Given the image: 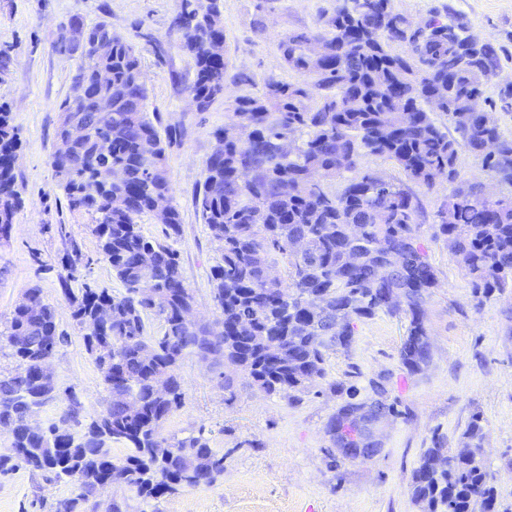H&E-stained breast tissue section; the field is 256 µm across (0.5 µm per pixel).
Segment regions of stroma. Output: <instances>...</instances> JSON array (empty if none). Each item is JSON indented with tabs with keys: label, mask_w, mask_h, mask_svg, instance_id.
<instances>
[{
	"label": "stroma",
	"mask_w": 512,
	"mask_h": 512,
	"mask_svg": "<svg viewBox=\"0 0 512 512\" xmlns=\"http://www.w3.org/2000/svg\"><path fill=\"white\" fill-rule=\"evenodd\" d=\"M179 0H0V105L18 129L15 173L23 206L9 241L0 244V317L9 315L25 289L40 288L56 305L66 342L53 358L58 397L34 419L58 420L68 393L82 405L83 421L105 407L101 373L86 352L83 332L61 292L63 244L58 225L71 231L92 263L77 278L121 292L99 261L87 215L70 211L50 163L60 122L80 62L70 44L76 24L104 23L131 43L149 91L147 110L160 132L177 140L166 151V168L179 210L182 236L176 247L184 279L192 289L197 318L218 312L209 273L219 253L194 203L213 148V131L228 122L233 100L262 94L268 79L303 83L279 48L291 32L318 30L321 14L336 0H223L224 57L230 73L224 93L204 111L192 103L194 75L182 31L171 20ZM394 11L419 23L433 14L461 13L471 34L498 56L493 114L512 138V104L498 100L500 84L512 82V0H391ZM243 72L251 82H233ZM423 209L419 239L436 270L439 286L426 304L430 357L410 370L400 356L409 327L404 313H381L357 321L349 350L330 354L326 375L298 399L267 395L237 376L233 392L198 358L183 362L184 404L164 421L165 437L203 430L211 447L224 452V476L212 486L186 489L153 501L157 512H423L412 498V477L422 454L435 442L458 451L471 447L466 430L480 416L482 446L498 492L499 512H512V288L481 301L446 237L436 234L433 215L451 191L447 180L416 186ZM383 387L397 412L378 422L373 435L381 452L368 461L330 460L325 432L329 417L350 396L375 399ZM77 489L43 471L19 466L0 474V512H56Z\"/></svg>",
	"instance_id": "obj_1"
}]
</instances>
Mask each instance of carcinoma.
I'll use <instances>...</instances> for the list:
<instances>
[{
	"label": "carcinoma",
	"mask_w": 512,
	"mask_h": 512,
	"mask_svg": "<svg viewBox=\"0 0 512 512\" xmlns=\"http://www.w3.org/2000/svg\"><path fill=\"white\" fill-rule=\"evenodd\" d=\"M349 10L320 15L321 30L290 33L280 40L288 68L307 83L270 79L260 96L242 95L232 120L214 131L196 206L220 259L211 269L213 323H190L185 314L195 296L183 277L173 242L181 236L180 213H159L155 200L172 197L163 140L147 115L148 89L134 47L103 23L90 37L103 50L81 48L70 94L60 110L87 129L84 139L51 166L73 212L91 218L98 259L107 263L124 293L87 282L74 288L76 272L90 265L78 243L58 225L65 242L62 293L79 326L110 321L108 333L84 337L101 369L108 393L105 409L85 424L80 403L38 433L28 422L57 398L55 383L32 375L35 362L55 355L64 343L57 312L40 289L29 288L9 316L0 317V350L13 366L0 373V426L12 430V445L0 453V473L24 464L56 480L77 483L75 497L57 512H78L102 487L121 484L148 504L185 488L212 486L224 474V453L210 447L203 430L165 438L160 429L184 400L179 375L190 356H208L210 367L235 396L240 370L249 384L269 395L304 392L325 377L326 356L349 350L355 322L396 311L389 294L403 297L409 335L404 365L415 370L430 356L425 305L437 274L418 241L419 202L402 182L363 171L364 155L393 160L405 177L431 188L437 175L453 185L435 212L437 233L451 241L478 298L512 286V202L488 201L475 184L457 185L459 152L481 160L489 174L512 184V139L498 124L485 123V73L498 69L486 44L469 42L462 18L438 14L426 20L420 46L412 48L410 20L391 0H351ZM174 25L195 65L190 94L200 110L224 93L226 65L209 55V24L180 0ZM407 47L393 54L392 43ZM110 75L106 92L112 111L97 110L95 73ZM447 116L454 133L428 112ZM488 138L499 153L484 155ZM16 127L0 107V242L9 239L22 205L15 170ZM122 181H109L112 169ZM339 182V191L329 184ZM151 216L165 241L143 235L139 220ZM286 278L268 276L279 260ZM332 444L355 447L356 428L331 416L325 426ZM474 451L444 453L429 448L414 471L412 496L425 512H498L493 476L484 462L482 426L467 430ZM128 448L120 461L112 445Z\"/></svg>",
	"instance_id": "obj_1"
}]
</instances>
